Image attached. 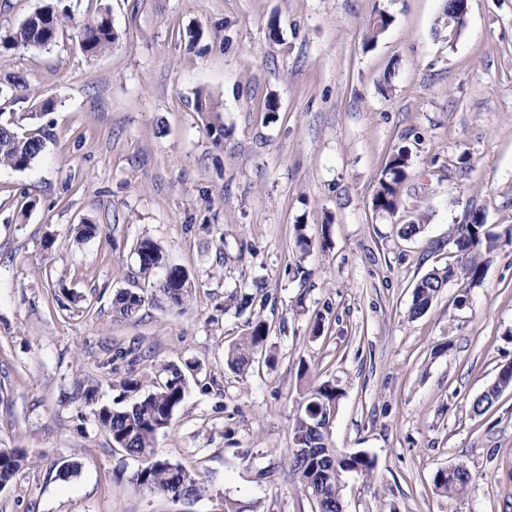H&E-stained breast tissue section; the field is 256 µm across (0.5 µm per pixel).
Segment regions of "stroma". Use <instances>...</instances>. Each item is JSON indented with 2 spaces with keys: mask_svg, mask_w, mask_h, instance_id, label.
<instances>
[{
  "mask_svg": "<svg viewBox=\"0 0 512 512\" xmlns=\"http://www.w3.org/2000/svg\"><path fill=\"white\" fill-rule=\"evenodd\" d=\"M445 2L108 0L117 39L101 55L71 30L52 50L0 54V122L51 134L32 168L0 167V447L28 460L0 512H222L228 498L312 512L288 469L291 419L333 378V444L376 459L372 477L346 479L345 512H512V389L470 410L512 361V0H468L449 35ZM378 9L394 21L368 48ZM402 147L403 203L376 212ZM471 209L499 236L483 280L449 282L410 317L415 284L456 263ZM85 222L99 231L77 239ZM409 223L420 233L399 237ZM143 237L194 279L184 309L152 299L163 272L141 274ZM242 286L254 302L240 311ZM126 290L146 297L128 320L112 313ZM257 318L268 356L234 373L224 350ZM168 363L189 391L156 447L205 481L190 505L136 490L137 461L79 394L124 407L121 381ZM67 461L81 469L63 481ZM456 465L476 488L438 494L435 471ZM411 156L405 148L394 152L383 168L372 198L377 212L393 214L402 204L403 188L411 176Z\"/></svg>",
  "mask_w": 512,
  "mask_h": 512,
  "instance_id": "1",
  "label": "stroma"
}]
</instances>
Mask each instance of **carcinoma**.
Masks as SVG:
<instances>
[{
	"instance_id": "1",
	"label": "carcinoma",
	"mask_w": 512,
	"mask_h": 512,
	"mask_svg": "<svg viewBox=\"0 0 512 512\" xmlns=\"http://www.w3.org/2000/svg\"><path fill=\"white\" fill-rule=\"evenodd\" d=\"M393 17L384 10H377L368 22L364 46L368 47L391 25ZM64 20L60 17L53 0H41L34 12L16 29L0 34V48L39 51L46 44L58 42L63 33ZM82 52L93 58L112 46L117 34L112 25L110 9L98 6L92 18L77 27ZM0 165L15 170H25L40 157L46 145L48 132L44 129L21 131L13 122L0 124ZM411 156L405 148L394 152L383 168L372 198L377 212L393 214L402 204L403 188L411 176ZM499 236L492 233L484 217L477 211L456 225L452 243L459 253L456 265L458 279L469 286L481 282L484 276L486 256L497 248ZM135 251L139 269L144 275L154 271V264L165 257L160 244L150 238L141 239ZM451 266L434 268L415 285L409 314L413 318L424 315L438 294L448 285ZM194 285L186 288L157 286L159 300L173 308H183L192 298ZM145 303V296L138 292L122 291L113 300L115 316L122 319L135 317ZM269 340V327L258 320L248 325V330L225 353V365L233 372L242 374L249 370L256 357L263 352ZM163 376L152 380L146 390L141 380L123 381V388L136 394L133 403L124 409H115L96 400V388L83 390L82 398L92 406V414L100 429L109 437L112 445L138 460L139 466L130 478L138 489L169 496L185 504H192L203 497L207 487L197 472L184 464L161 456L155 448L157 435L167 429L174 413L183 403L188 392L186 376L173 364L162 367ZM496 387L470 402L471 411L483 413L499 394L512 387V363L499 371ZM344 392L336 381H324L311 387L299 403L291 425L293 441L301 451H290L288 466L300 484L303 493L311 501L315 512H344L342 500L343 478L348 474L372 477L375 459L366 453L353 454L338 450L331 436L314 428V414L325 418L337 412ZM26 465V456L19 448H0V489L6 487ZM478 477L470 471L449 474L442 469L435 472L433 485L437 492L456 496L477 484Z\"/></svg>"
}]
</instances>
